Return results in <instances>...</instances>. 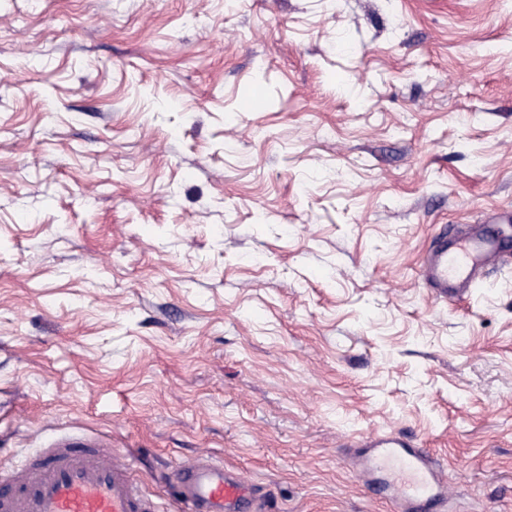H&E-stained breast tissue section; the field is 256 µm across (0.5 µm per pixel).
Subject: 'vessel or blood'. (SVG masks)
Returning a JSON list of instances; mask_svg holds the SVG:
<instances>
[{
	"instance_id": "vessel-or-blood-1",
	"label": "vessel or blood",
	"mask_w": 512,
	"mask_h": 512,
	"mask_svg": "<svg viewBox=\"0 0 512 512\" xmlns=\"http://www.w3.org/2000/svg\"><path fill=\"white\" fill-rule=\"evenodd\" d=\"M501 214H492L488 228L476 227L454 236H439L423 254L419 275L443 297H459L486 268L497 264L511 245L497 229ZM364 483L400 460L407 480L395 483L388 499L394 512H425L446 500L451 490L446 470L435 454L397 432L372 434L360 442ZM181 512H248L251 484L223 468L184 463L175 469ZM0 512H160L145 496L129 465L112 448L80 442L49 449L41 457L22 459L17 477L0 485Z\"/></svg>"
}]
</instances>
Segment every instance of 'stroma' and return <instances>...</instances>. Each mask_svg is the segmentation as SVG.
Segmentation results:
<instances>
[{"label":"stroma","mask_w":512,"mask_h":512,"mask_svg":"<svg viewBox=\"0 0 512 512\" xmlns=\"http://www.w3.org/2000/svg\"><path fill=\"white\" fill-rule=\"evenodd\" d=\"M512 0H0V472L63 438L163 512L206 458L274 512H387L347 450L512 512ZM508 217L493 213L487 229L476 227L457 233L448 242V234L437 236L434 246L423 254L419 275L430 288H438L443 297H459L486 268L497 264L508 251V243L493 225ZM355 448H367L359 455L365 456V463L359 469L365 485L372 482L375 473L387 469L392 460L402 462L409 478L396 481L393 493L385 501L395 512L429 508L447 500L451 494L446 470L436 455L419 443L405 439L399 432L371 434Z\"/></svg>","instance_id":"1"}]
</instances>
